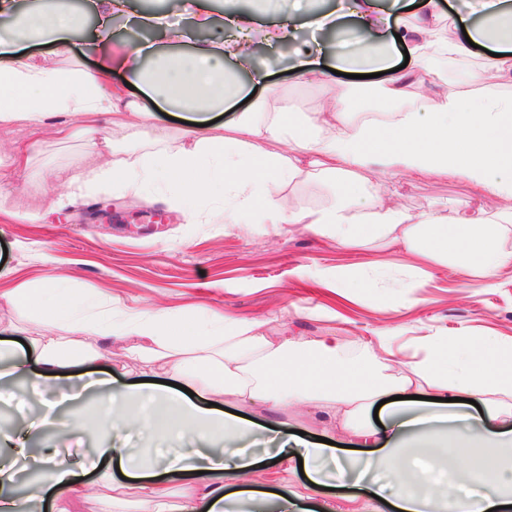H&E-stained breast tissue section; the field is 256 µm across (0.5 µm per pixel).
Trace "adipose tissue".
<instances>
[{"label": "adipose tissue", "instance_id": "1", "mask_svg": "<svg viewBox=\"0 0 512 512\" xmlns=\"http://www.w3.org/2000/svg\"><path fill=\"white\" fill-rule=\"evenodd\" d=\"M505 2L483 0L481 23L468 28L462 40L439 28L438 0H421L399 40L389 41L383 36L387 19L375 0H339L340 10L359 21L366 37L362 50L372 70L385 75L377 95L390 114L388 121L364 117L360 99L343 89L309 113L263 100L254 104L253 118L187 126L176 151L140 162L117 157L111 135L137 141L151 116L150 104L201 115L225 111L249 96L248 84L227 80L224 61L250 63L255 41L250 15L229 11L217 18L209 0H197L198 24H222L230 38L153 57L143 46L113 47L112 20L129 14L130 3L105 0L93 29L101 59L90 70L79 60L63 68L26 50L27 44L51 36L58 55H68L67 36L81 26L79 13L61 0L52 9L25 12L15 11L11 0H0V13L12 17L11 39H0V129L50 124L58 138L92 139L98 156L110 155L108 164H100L97 156L79 173H57L68 200L107 184L140 194L163 183L176 190L192 224L208 221L196 206L203 197L223 208L230 223H247L269 185L302 175L365 172L376 166L413 178L459 175L475 195L507 201V208L491 216L481 205L453 217L433 209L413 218L387 202L388 188L380 183L371 201L357 210L344 197L317 209L297 210L280 202L266 207L262 220L303 225L345 248L383 236L389 245L421 255L451 257L488 280L512 263V252L502 247L504 234L512 231V8ZM475 44L492 50L467 77L468 83L482 85V92L449 90L448 60L466 59ZM404 51L409 64L396 69L394 58ZM120 70L137 73L148 104L113 84ZM422 83L429 85V94H414ZM284 140L289 143L285 156L255 148L259 141ZM0 304H35L40 320L89 328L97 342H128V355L141 368L192 379L214 399L230 395L281 409L314 406L328 424L376 448L367 469L391 461L400 445L410 443L418 455L405 458L401 471L389 473L385 483L366 487L368 494L391 500L397 512H431L438 500L444 512H496L512 505V439L472 422L453 421L446 405L447 399L471 396L483 403L489 420L512 423L511 343H494L491 365L483 368L471 360L475 347L469 337L422 336L420 358L397 372L387 355L386 336L374 337L352 361L336 337L299 342L269 335L257 321H228L216 314L196 317L187 337L180 338L173 330L186 322L183 310L121 308L110 316L59 280L0 290ZM29 349L11 372L36 388H48L79 364L74 345L61 336L30 338ZM97 384L106 395L105 420H132L135 433L149 445L134 454L102 442L98 458L117 460L120 473L99 471L96 484L137 498L151 512H196L202 502L223 506L231 483L245 475H264L260 457L227 452L225 440L244 433L234 419L161 389L124 390L108 378ZM392 390H412L417 397L393 404L390 430L358 425V412ZM30 454L21 436L13 443L11 460L0 463V512H32L50 494L86 492L72 465L43 456L37 465L46 478L29 482L23 496L11 495L16 465Z\"/></svg>", "mask_w": 512, "mask_h": 512}]
</instances>
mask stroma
Instances as JSON below:
<instances>
[{"instance_id": "stroma-1", "label": "stroma", "mask_w": 512, "mask_h": 512, "mask_svg": "<svg viewBox=\"0 0 512 512\" xmlns=\"http://www.w3.org/2000/svg\"><path fill=\"white\" fill-rule=\"evenodd\" d=\"M322 68L335 65L343 51L355 48L362 35L351 19L331 32L319 34ZM296 45L261 48L254 58L265 74L258 96L287 98L302 112L313 111L342 87L372 86V79L334 76L321 85L300 84L291 68ZM183 119L154 109L143 134L120 148L133 159L150 158L160 150H176L180 141H160V128L182 127ZM29 144L30 168L0 188V245L7 256L0 271L15 282L45 277L65 278L68 287L87 294L107 291L126 307L159 304L201 305L203 313L247 317L263 322L268 334L310 341L331 335L347 356H358L362 345L377 333L392 338L395 365L415 360L417 339L426 335L488 337L512 342V264L500 268L492 287L476 288L471 271L446 259L422 258L374 240L341 249L302 226L245 224L230 226L210 200L197 206L209 211L206 224L187 223L167 186L139 198L118 186L74 204L64 202V186L51 182L53 171L82 169L91 152L83 142L62 143L50 126L22 128L0 138V155H9L15 140ZM392 199L408 215L431 209L455 211L474 204L469 183L460 176L417 179L393 177ZM341 192L334 177H306L275 187V198L294 206L316 209L335 203ZM328 271L316 283L319 271ZM0 460L8 457L6 437L27 429L40 413L39 399L23 378H0ZM262 425L279 423L281 430H300L307 441L326 436L338 445L337 456L358 462L369 448L353 446L345 431L324 430L318 409L270 412L233 398L218 403ZM63 512H143L137 501H113L109 490L98 488L62 499Z\"/></svg>"}]
</instances>
